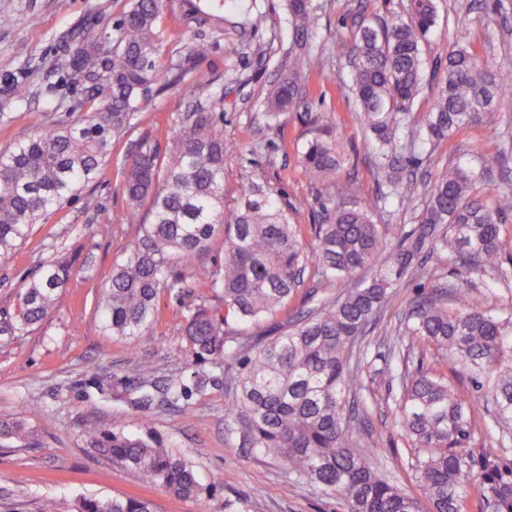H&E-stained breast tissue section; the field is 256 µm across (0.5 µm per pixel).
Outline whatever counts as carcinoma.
I'll return each mask as SVG.
<instances>
[{
  "label": "carcinoma",
  "mask_w": 512,
  "mask_h": 512,
  "mask_svg": "<svg viewBox=\"0 0 512 512\" xmlns=\"http://www.w3.org/2000/svg\"><path fill=\"white\" fill-rule=\"evenodd\" d=\"M284 3L290 39L263 102L265 116L275 118L305 103L306 76L315 64L325 68L347 59L379 193L369 201L357 199L348 186L341 195L351 200L323 207L310 225L308 249L300 225L289 222L288 210L261 179L248 183L236 205L224 209V164L233 147L224 142L209 109L181 113L165 154L143 140L126 159L123 221L139 225V238L113 267L105 325L117 337L144 336L158 317L162 294L209 289L224 309L205 303L187 308L185 334L195 359L224 368L231 392L224 408L226 435L278 461L288 473L285 486L315 485L341 497L346 512H421L416 498L378 473L375 450L366 447L355 424V401L364 387L358 346L398 283L420 269L416 260L424 249L440 251L463 268L500 273V226L512 213V189L497 190L490 204L476 185L509 167L508 150L483 153L474 166L456 162L436 173L408 229L376 224L373 217L388 204L400 212L409 209L412 174L426 145L479 121L485 112L512 108V76L489 70L467 33L441 70L430 69L423 45L437 25L435 0H409L404 18L361 15L352 44L325 49L315 43L322 15L313 0ZM164 7L165 0H131L109 48L96 35L81 34L78 56L84 63L70 62L67 73L75 83L91 84L92 110L53 128L35 114L34 135L0 152L1 260L27 239L43 214L76 198L98 177L113 143L135 128L140 98L152 87L176 85L193 96L210 84L200 69L207 51L202 41L187 39L177 57L161 63L158 20ZM430 81L438 83V92L424 132H411L401 144L397 134L408 127L412 104ZM24 90L17 81L0 89V118L1 109L24 101ZM301 164L314 179L336 185L344 159L328 128H318L307 142ZM219 234L224 266L214 268L200 256ZM389 240L394 245L381 262ZM71 272L72 265L61 258L43 263L10 329L46 318ZM306 273L314 303L300 317L262 334L243 333L286 308ZM424 341L459 358L477 398L460 395L439 376L407 368L404 351ZM387 342L399 390L396 414L412 442L411 466L433 512H463L473 492L495 512H512V468L499 465V449H483L478 484L463 453L475 401L493 404L498 425L512 424V314L490 302L472 303L464 291L450 310L433 291L410 303L403 328ZM141 371L150 388L143 404L171 405L188 396L182 383L157 386L149 366ZM30 436L24 422L0 421L1 439ZM90 445L178 498L199 495L193 467L154 436L132 434L120 424L93 433ZM76 512H154V504L138 497L83 496Z\"/></svg>",
  "instance_id": "cac0c4a2"
}]
</instances>
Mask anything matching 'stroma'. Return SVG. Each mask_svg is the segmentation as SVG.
<instances>
[{"mask_svg": "<svg viewBox=\"0 0 512 512\" xmlns=\"http://www.w3.org/2000/svg\"><path fill=\"white\" fill-rule=\"evenodd\" d=\"M323 7L318 43H352L353 18L359 12L404 16L407 0H317ZM129 0H0V14L13 23L0 27V85L28 76L23 105L0 120V150L33 133L32 113L46 126L69 122L90 107L85 86L67 77L63 51L73 31H91L111 40ZM246 9L214 8L211 0H167L160 18L164 57H171L193 35L209 45L201 68L211 83L199 95L203 105L223 99L218 125L225 140L238 150L224 167V204L233 206L251 179L267 180L288 205L291 223H312L330 194L311 179L301 155L316 126L330 128L339 138L347 161L336 177L337 188L353 184L358 198L369 200L377 183L368 164L369 143L355 98L345 81L347 70L336 65L309 79L305 105L283 114V133L267 127L261 103L277 65L278 48L289 30L281 0H246ZM262 12L260 30L246 28V10ZM438 25L423 46L428 62L445 61L460 28H468L483 60L512 73V0H437ZM189 105L181 88L151 91L139 104L136 126L116 144L99 177L62 208L44 214L28 239L8 259H0V325L12 323L20 298L39 265L55 257L73 262L76 272L63 288L52 312L40 324L0 334V419L26 422L33 443L0 439V512H40L54 500L58 512H75L83 496H139L157 512H344L336 496L304 482L284 491L285 469L231 445L224 434V371L194 362L186 345L182 312L188 306L218 300L206 288L175 298L162 295L160 316L148 335L118 338L104 327L99 300L138 237V227L122 223L127 202L120 163L146 138L165 148L174 120ZM500 146L512 147V109L489 112L423 154L416 199H423V177L448 162H472ZM427 268L442 270L448 281L470 289L475 302L493 301L512 311V280L496 282L494 273L476 275L431 254ZM426 275L404 280L392 293L372 345L362 356L365 373L360 400L364 404L363 438L378 440L379 473L415 497L424 492L412 470V451L394 414L389 396L386 331L395 330L416 294L427 287ZM147 362L155 380L181 378L193 384L207 380L203 392L192 393L185 405L143 410L139 399ZM410 367H423L447 379L461 395L473 394L469 375L452 357L424 343L409 357ZM475 430L466 453L479 457L486 448L499 449L501 463L512 466V428L495 423L491 407H478ZM126 424L137 434L151 433L175 457L193 466L202 490L183 500L162 487L146 485L133 471L114 465L90 447L86 431Z\"/></svg>", "mask_w": 512, "mask_h": 512, "instance_id": "stroma-1", "label": "stroma"}]
</instances>
